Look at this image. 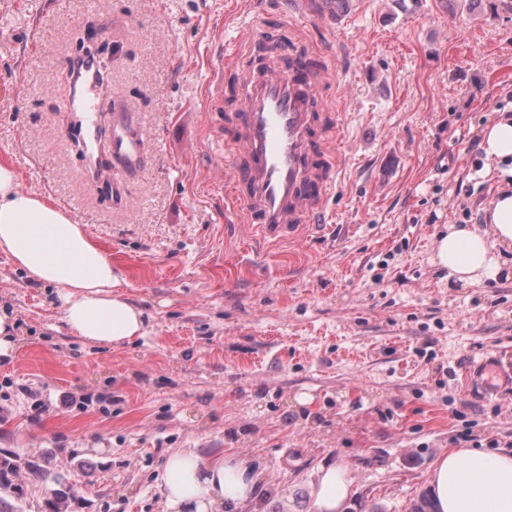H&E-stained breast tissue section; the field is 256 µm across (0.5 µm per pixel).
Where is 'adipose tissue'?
<instances>
[{"instance_id":"1","label":"adipose tissue","mask_w":512,"mask_h":512,"mask_svg":"<svg viewBox=\"0 0 512 512\" xmlns=\"http://www.w3.org/2000/svg\"><path fill=\"white\" fill-rule=\"evenodd\" d=\"M487 160L512 178V115L501 114L481 133ZM488 231L452 224L438 238L435 261L449 277L478 285L496 277V251L512 248V191L491 204ZM0 253L36 282L57 288L63 319L85 342L117 346L141 336L143 313L119 291L109 258L87 225L75 223L50 199L21 189L15 169L0 163ZM257 472L241 456L206 458L179 448L164 464L165 512H235L250 500ZM436 512H512V454L456 448L429 475ZM349 495L343 466L323 470L315 488L318 512H340Z\"/></svg>"}]
</instances>
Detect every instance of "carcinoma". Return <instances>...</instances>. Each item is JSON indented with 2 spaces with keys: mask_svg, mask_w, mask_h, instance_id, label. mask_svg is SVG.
Listing matches in <instances>:
<instances>
[{
  "mask_svg": "<svg viewBox=\"0 0 512 512\" xmlns=\"http://www.w3.org/2000/svg\"><path fill=\"white\" fill-rule=\"evenodd\" d=\"M50 465V459L45 457L32 461L0 452V512H25L26 491L24 485L17 481L23 468L38 475L42 482L54 484L48 489L43 512H62V506L74 496V489L64 482L63 475L50 469Z\"/></svg>",
  "mask_w": 512,
  "mask_h": 512,
  "instance_id": "obj_1",
  "label": "carcinoma"
}]
</instances>
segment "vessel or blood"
<instances>
[{"label": "vessel or blood", "mask_w": 512, "mask_h": 512, "mask_svg": "<svg viewBox=\"0 0 512 512\" xmlns=\"http://www.w3.org/2000/svg\"><path fill=\"white\" fill-rule=\"evenodd\" d=\"M293 43L268 41L261 58L216 56L211 62L207 101L221 109L225 72L238 73L233 93L236 111L228 113L226 129L232 144V214L262 239L278 241L322 225L336 187L340 158L330 144L344 127L343 111L328 112L321 91L332 70L322 52L306 42L303 25L289 21ZM68 106L78 114L85 142L87 169L99 155L97 111L107 91L99 57L87 53L65 63ZM146 138L134 132L131 116L112 114L111 149L120 178L141 170Z\"/></svg>", "instance_id": "b4317fda"}]
</instances>
